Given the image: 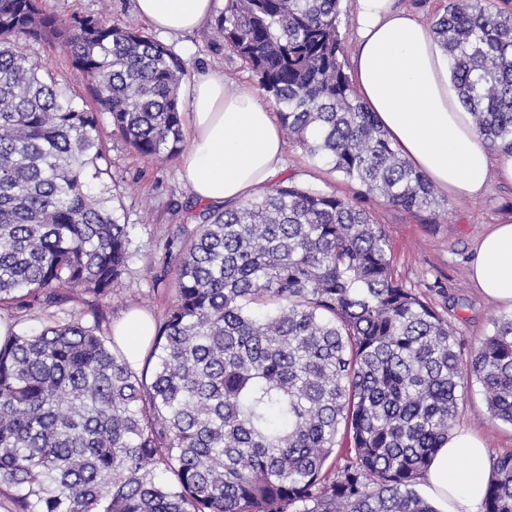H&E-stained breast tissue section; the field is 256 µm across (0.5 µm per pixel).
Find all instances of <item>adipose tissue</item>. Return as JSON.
<instances>
[{
	"label": "adipose tissue",
	"mask_w": 512,
	"mask_h": 512,
	"mask_svg": "<svg viewBox=\"0 0 512 512\" xmlns=\"http://www.w3.org/2000/svg\"><path fill=\"white\" fill-rule=\"evenodd\" d=\"M156 31L179 35L202 26L213 0H136ZM358 51L351 81L401 154L451 196L479 198L495 179L512 182V156L497 155L477 134L448 77V59L428 26L396 0H356ZM190 137L180 178L200 201L251 198L283 170L286 141L257 92L209 73L189 91ZM471 279L491 300L512 308V215L478 241ZM155 331L147 313L130 311L112 329L131 362ZM487 449L460 428L439 448L423 488L444 512H480L489 478Z\"/></svg>",
	"instance_id": "ef3b65f1"
}]
</instances>
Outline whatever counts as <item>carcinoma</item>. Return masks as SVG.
<instances>
[{
  "mask_svg": "<svg viewBox=\"0 0 512 512\" xmlns=\"http://www.w3.org/2000/svg\"><path fill=\"white\" fill-rule=\"evenodd\" d=\"M339 2L228 0L214 28L288 140L366 193L432 212L431 184L343 69ZM432 32L475 131L512 155V12L445 0ZM53 39L92 103L28 55ZM184 75L129 23L0 0V304L27 311L122 282L128 225L91 193L106 161L97 115L138 154L171 161ZM199 217L147 368L75 318L0 343V481L20 491L14 512H438L417 486L464 376L512 426V316L463 359L448 321L393 277L360 196L281 182ZM480 512H512V452L491 460Z\"/></svg>",
  "mask_w": 512,
  "mask_h": 512,
  "instance_id": "cac0c4a2",
  "label": "carcinoma"
}]
</instances>
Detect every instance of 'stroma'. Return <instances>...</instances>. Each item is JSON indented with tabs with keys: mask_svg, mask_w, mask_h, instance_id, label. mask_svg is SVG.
Listing matches in <instances>:
<instances>
[{
	"mask_svg": "<svg viewBox=\"0 0 512 512\" xmlns=\"http://www.w3.org/2000/svg\"><path fill=\"white\" fill-rule=\"evenodd\" d=\"M44 7L64 19L102 13L116 22H142L136 0H45ZM157 39L185 63L181 102H188L189 84L200 74L218 72L245 87L258 86L257 77L225 48L212 25L180 36L161 33ZM28 52L48 61L58 86L69 96L90 100L85 78L60 44L33 43ZM98 123L108 172L96 192L107 199L118 198L122 207L135 252L130 273L124 287L108 298L79 294L62 305L38 308L17 320L11 319L9 308L0 309V319L13 320L16 330L76 317L87 324L99 322L108 333L130 310L159 319L174 300L177 247L195 232L203 205L180 180L178 161L139 155L113 133L109 114H99ZM284 159L281 181L339 196L364 193L358 183L334 171L326 161L310 158L298 144L287 143ZM436 197L439 205L432 213L411 214L375 195L368 197L367 206L389 239L395 278L447 319L466 358L492 334L495 319L512 314V308L483 296L470 277L477 240L489 224L512 214V184L492 181L484 196L476 200L441 191ZM458 393L456 426L471 429L492 454L512 451V426L492 419L484 390L475 378L462 380Z\"/></svg>",
	"mask_w": 512,
	"mask_h": 512,
	"instance_id": "obj_1",
	"label": "stroma"
}]
</instances>
